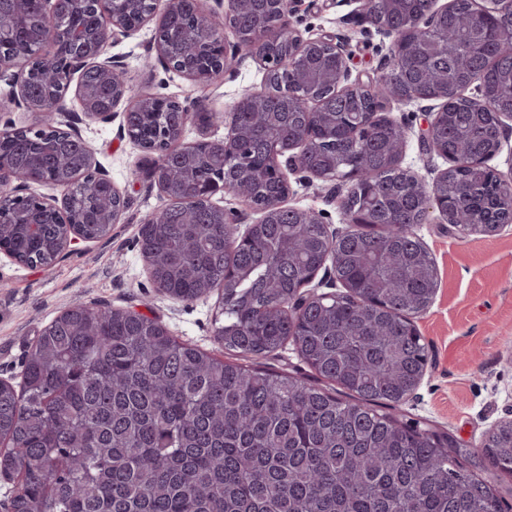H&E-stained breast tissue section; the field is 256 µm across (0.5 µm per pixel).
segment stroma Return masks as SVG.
<instances>
[{"mask_svg": "<svg viewBox=\"0 0 512 512\" xmlns=\"http://www.w3.org/2000/svg\"><path fill=\"white\" fill-rule=\"evenodd\" d=\"M357 0H291L287 21L303 36L345 37L352 55V72L383 71L389 41L360 16ZM153 25L111 43L107 54L119 61L136 92L174 98L183 105H205L214 115L209 130L187 123L183 139L202 135L220 139L239 96L261 89L265 71L246 59L223 82L201 88L169 70L151 47ZM74 127L96 150V158L123 193L127 207L110 238L76 245L67 258L48 267H30L0 255V378L19 385L23 362L44 327L76 302L135 307L157 319L180 340L229 362L257 366L315 380V373L293 346L261 356L229 352L214 336L222 308V289L190 302L156 292L138 246L141 224L168 199L146 177L142 149L120 133L119 120L86 118L75 94L65 98ZM393 118L414 129L404 163L426 180L445 168L444 159L423 151L417 129L425 115L411 103L393 111ZM287 198L290 207L323 214L329 228L344 223L331 184L296 181ZM438 271V287L430 307L415 324L428 346L432 369L415 398L394 407L403 420H418L421 428L452 434L468 448L478 447L484 433L512 410V228L492 236L459 238L448 224L430 219L417 225Z\"/></svg>", "mask_w": 512, "mask_h": 512, "instance_id": "1", "label": "stroma"}]
</instances>
